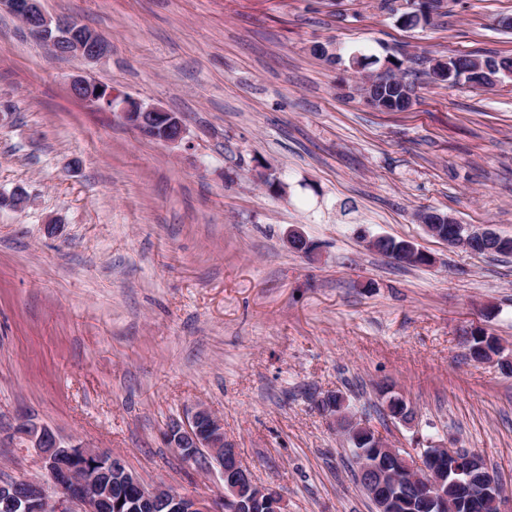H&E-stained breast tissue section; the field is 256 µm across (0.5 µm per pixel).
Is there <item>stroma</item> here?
<instances>
[{"instance_id":"35a3bbf8","label":"stroma","mask_w":512,"mask_h":512,"mask_svg":"<svg viewBox=\"0 0 512 512\" xmlns=\"http://www.w3.org/2000/svg\"><path fill=\"white\" fill-rule=\"evenodd\" d=\"M111 45L60 57L0 11V421L28 415L119 456L145 484L224 491L167 445L203 404L285 512H373L353 450L318 407L338 391L359 421L410 452L480 454L512 512V371L470 361L477 325L512 357V255L430 236L418 212L512 236V80L434 83L432 59L512 56V0H444L410 28L380 0H42ZM395 58L408 112L354 94L313 54ZM82 75L179 113L178 146L73 100ZM282 173L283 193L257 180ZM56 219L47 234V219ZM301 231L316 258L291 250ZM410 240L432 264L370 250ZM390 388L413 409L382 414ZM0 444V480L42 476Z\"/></svg>"}]
</instances>
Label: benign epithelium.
<instances>
[{
    "instance_id": "obj_1",
    "label": "benign epithelium",
    "mask_w": 512,
    "mask_h": 512,
    "mask_svg": "<svg viewBox=\"0 0 512 512\" xmlns=\"http://www.w3.org/2000/svg\"><path fill=\"white\" fill-rule=\"evenodd\" d=\"M3 7L21 20L28 33L53 55H78L98 62L110 53V44L98 33L75 18L47 13L41 0H0V9ZM438 7L439 0H401L398 4L406 13L418 15L424 24L431 21ZM472 63L489 87L505 78L512 79V73L482 58H474ZM393 70L395 66L387 62L378 71L364 74L359 91L370 104H376L375 91L388 82ZM453 74L450 59H439L430 68V78L436 82L447 83ZM68 90L75 100L95 110L117 114L145 139L173 146L185 139L186 128L180 115L161 106L146 105L131 96L119 100L109 87L81 76L69 81ZM419 220L429 235L451 248L468 249L471 243H488L496 235L489 225L461 224L452 215L438 211H424ZM6 439L36 449L47 478L0 482V512H101L102 503L112 494L111 484L98 468L104 462L112 466V481L136 490L139 506L158 512H250L257 502L266 507V512H282L280 495L259 484L242 464L236 448L224 440V419L202 404L188 411L183 420L173 421L167 428L166 440L195 464L207 468L214 462L219 466L224 494L217 500L179 494L162 486L147 487L112 453L66 444L50 426L30 418H19L9 424L0 422V441ZM383 448L384 456L361 465L365 474L363 486L375 512H392L390 489L404 482L406 474L413 471L428 475L424 492L444 512L448 501L441 491L445 480L443 461L453 458L455 473L466 476L480 460L478 455L444 446H429L409 456L387 444Z\"/></svg>"
}]
</instances>
